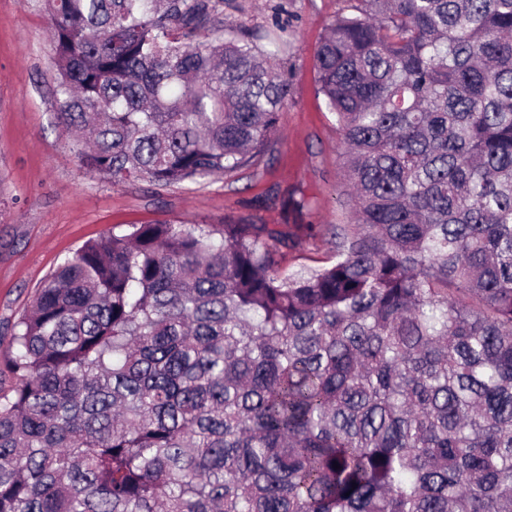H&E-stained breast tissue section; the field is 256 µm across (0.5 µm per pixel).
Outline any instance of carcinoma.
<instances>
[{"label":"carcinoma","instance_id":"carcinoma-1","mask_svg":"<svg viewBox=\"0 0 512 512\" xmlns=\"http://www.w3.org/2000/svg\"><path fill=\"white\" fill-rule=\"evenodd\" d=\"M79 165H254L290 86L224 0H45ZM316 83L354 201L83 245L11 327L0 512H512V0H355Z\"/></svg>","mask_w":512,"mask_h":512}]
</instances>
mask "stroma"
Here are the masks:
<instances>
[{
  "label": "stroma",
  "mask_w": 512,
  "mask_h": 512,
  "mask_svg": "<svg viewBox=\"0 0 512 512\" xmlns=\"http://www.w3.org/2000/svg\"><path fill=\"white\" fill-rule=\"evenodd\" d=\"M345 0H224V26L258 35L283 29L292 44L280 127L257 166L231 176L160 187L123 184L80 167L67 146L56 102L49 20L43 0H0V363L10 326L44 281L82 245L112 228L174 220L278 224L281 201L311 202L302 221L315 238L290 251L286 270L317 267L332 254L333 227L352 204L334 115L317 91L314 58Z\"/></svg>",
  "instance_id": "stroma-1"
}]
</instances>
